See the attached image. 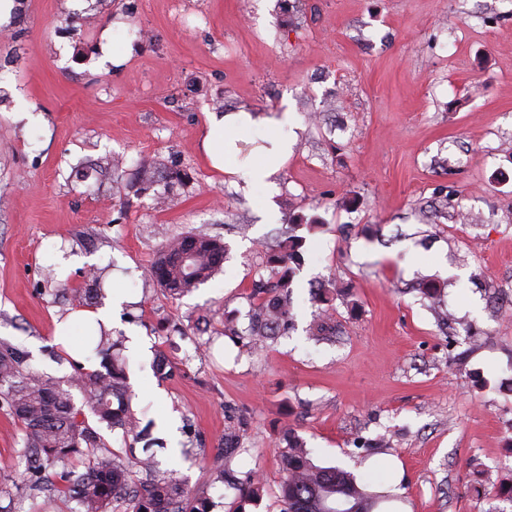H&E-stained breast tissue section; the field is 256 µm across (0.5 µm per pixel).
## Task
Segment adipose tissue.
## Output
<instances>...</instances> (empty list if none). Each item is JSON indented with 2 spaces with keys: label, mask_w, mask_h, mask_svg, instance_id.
Masks as SVG:
<instances>
[{
  "label": "adipose tissue",
  "mask_w": 512,
  "mask_h": 512,
  "mask_svg": "<svg viewBox=\"0 0 512 512\" xmlns=\"http://www.w3.org/2000/svg\"><path fill=\"white\" fill-rule=\"evenodd\" d=\"M291 121L286 111L207 113L200 143L202 156L212 169L231 176L245 193H259L288 158L291 145L280 131ZM111 327L108 309H79L55 320L52 341L62 345L68 356L79 358L87 351L88 337Z\"/></svg>",
  "instance_id": "adipose-tissue-1"
}]
</instances>
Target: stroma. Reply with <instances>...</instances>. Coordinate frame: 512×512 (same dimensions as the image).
Masks as SVG:
<instances>
[{
	"label": "stroma",
	"instance_id": "35a3bbf8",
	"mask_svg": "<svg viewBox=\"0 0 512 512\" xmlns=\"http://www.w3.org/2000/svg\"><path fill=\"white\" fill-rule=\"evenodd\" d=\"M107 27L133 46L119 69L94 62ZM5 28L0 339L69 375L53 319L108 258L117 277L95 304L128 294L109 340L160 471L200 512H280L290 429L316 464L387 491L377 512H512V0H303L288 14L277 0H22ZM16 91L45 126L20 133ZM240 108L294 117L265 195L200 155L206 113ZM291 224L294 327L257 351L250 286ZM188 232L227 258L174 298L150 266ZM60 250L76 259L64 276ZM23 437L0 409V512H37L11 471ZM228 466L240 483L260 475L258 500L228 487Z\"/></svg>",
	"mask_w": 512,
	"mask_h": 512
}]
</instances>
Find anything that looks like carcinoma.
Segmentation results:
<instances>
[{
    "mask_svg": "<svg viewBox=\"0 0 512 512\" xmlns=\"http://www.w3.org/2000/svg\"><path fill=\"white\" fill-rule=\"evenodd\" d=\"M202 238L213 248L196 254L180 265L177 252L186 240ZM301 240L290 234L278 252L268 255L272 275L253 285L258 301L250 331V345L266 346L267 340L284 332L293 321L291 285ZM225 246L218 238L187 233L168 241L158 252L152 275L172 297L183 296L211 279L224 263ZM101 369L78 372L62 378L50 377L30 366L29 355L6 340H0V403L21 424L24 446L20 461L25 464L29 489L45 494L41 512L55 508L56 500L74 501L81 512H109L112 503H122L126 512H190V490L173 475L137 481L132 471L118 463L107 449L103 436L89 416L111 428H120L133 439L140 438L139 421L132 410V394L126 367L113 354L106 337L94 348ZM84 402L77 405L74 393ZM81 456L86 472L75 477L71 460ZM58 466L53 482L44 476L45 465ZM285 478L281 485V512H374L377 500L356 478L339 467L315 464L304 441L288 434V451L283 455Z\"/></svg>",
    "mask_w": 512,
    "mask_h": 512,
    "instance_id": "obj_1",
    "label": "carcinoma"
}]
</instances>
